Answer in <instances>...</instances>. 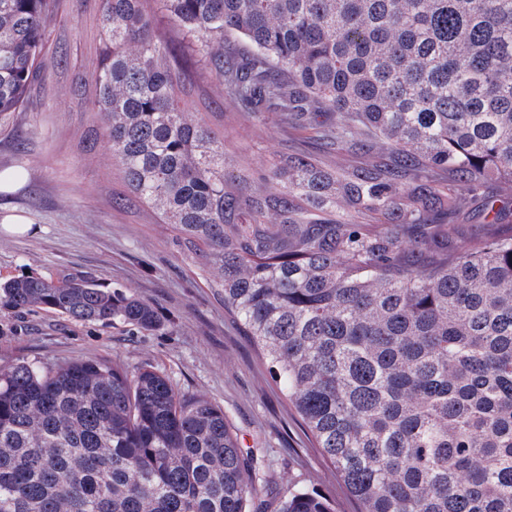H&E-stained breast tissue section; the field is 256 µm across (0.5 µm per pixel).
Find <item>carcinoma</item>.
I'll return each mask as SVG.
<instances>
[{"label": "carcinoma", "instance_id": "obj_1", "mask_svg": "<svg viewBox=\"0 0 512 512\" xmlns=\"http://www.w3.org/2000/svg\"><path fill=\"white\" fill-rule=\"evenodd\" d=\"M160 2L190 43L156 34L148 0L100 16L94 108L129 199L171 226L360 512H512V212L484 198L467 233L434 183L512 189V0ZM52 13L0 0L1 115L27 106ZM195 55L249 113L322 118L331 145L363 132L395 168L294 156L269 192L231 190L223 142L181 108ZM31 307L156 325L86 278L0 282L1 313ZM259 494L224 410L156 371L0 365V512H261ZM278 512L335 509L295 490Z\"/></svg>", "mask_w": 512, "mask_h": 512}]
</instances>
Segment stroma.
I'll use <instances>...</instances> for the list:
<instances>
[{"label":"stroma","instance_id":"1","mask_svg":"<svg viewBox=\"0 0 512 512\" xmlns=\"http://www.w3.org/2000/svg\"><path fill=\"white\" fill-rule=\"evenodd\" d=\"M103 0H56L38 62L41 73L22 112L0 115V170L21 167L20 189L0 192V217H28L24 235L0 232V279L24 274L82 277L148 302L152 329L115 321H75L34 309L0 314V362L49 367L103 358L129 370L165 375L189 398L223 408L266 512L289 492L329 497L336 512H356L335 469L321 455L280 384L250 339L224 312L212 288L173 245L156 210L127 202L105 127L92 109ZM181 97L224 142L230 186L261 189L271 168L296 154L326 169L353 171L372 162L366 139L327 146L314 131L279 114L257 117L232 102L212 66L200 60L181 77Z\"/></svg>","mask_w":512,"mask_h":512}]
</instances>
